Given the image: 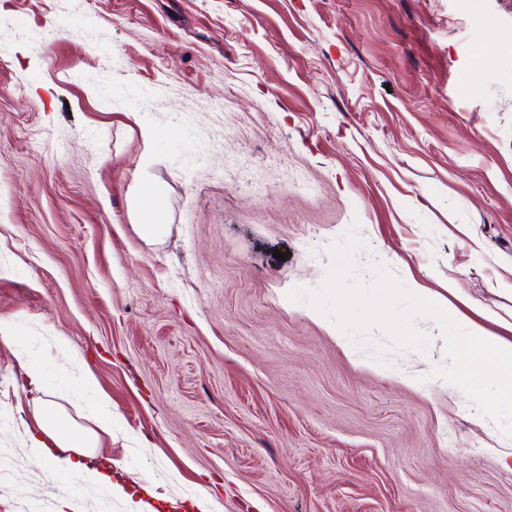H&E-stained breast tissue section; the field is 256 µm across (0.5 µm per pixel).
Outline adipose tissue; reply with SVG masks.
<instances>
[{
    "label": "adipose tissue",
    "mask_w": 512,
    "mask_h": 512,
    "mask_svg": "<svg viewBox=\"0 0 512 512\" xmlns=\"http://www.w3.org/2000/svg\"><path fill=\"white\" fill-rule=\"evenodd\" d=\"M164 211V194L159 187L144 185L135 191L129 215L142 239L154 241L165 234ZM416 298L439 330H447L452 324L461 329L459 336L448 342L447 364L434 366V373L452 380L462 391L466 390L472 375L485 376L493 397L486 411L487 418L512 432V420L503 418L500 413L502 406L512 407V340L488 333L482 321L489 317V310H481L479 319L475 320L464 316L458 308L440 301L427 289H417ZM19 359L25 372L26 389L38 395L36 408L39 412V432L31 436V447L48 459L52 470H68L81 476H92L107 485L111 493L123 494L124 487L113 481L111 468L101 467L89 460L98 444L99 432H107L112 428L111 407H103L97 430L78 426L52 401L43 399L44 374L30 355L20 352Z\"/></svg>",
    "instance_id": "obj_1"
}]
</instances>
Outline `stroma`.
Listing matches in <instances>:
<instances>
[{"label": "stroma", "instance_id": "stroma-1", "mask_svg": "<svg viewBox=\"0 0 512 512\" xmlns=\"http://www.w3.org/2000/svg\"><path fill=\"white\" fill-rule=\"evenodd\" d=\"M452 276L512 323V0H0V320L140 512H512L486 380L430 373ZM16 348L0 512H128L31 448ZM164 211V194L159 187L142 185L135 191L129 215L142 239L155 241L165 234L167 224H164Z\"/></svg>", "mask_w": 512, "mask_h": 512}]
</instances>
